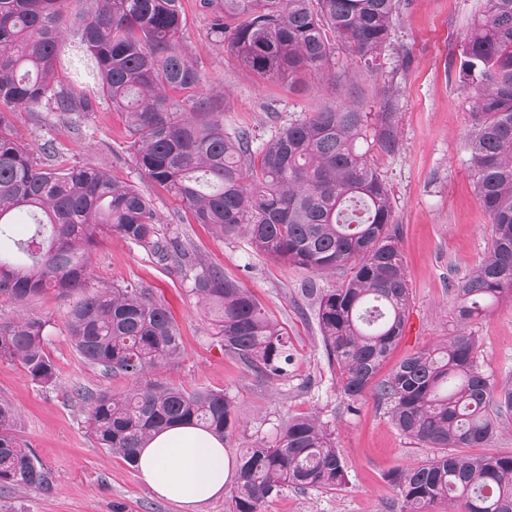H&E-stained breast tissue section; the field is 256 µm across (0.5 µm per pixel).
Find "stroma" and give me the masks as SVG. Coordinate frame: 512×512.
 <instances>
[{"mask_svg": "<svg viewBox=\"0 0 512 512\" xmlns=\"http://www.w3.org/2000/svg\"><path fill=\"white\" fill-rule=\"evenodd\" d=\"M182 5V46L201 74L202 96L219 102L225 118L249 128L257 140L269 139L277 128L323 105L341 103L351 86L366 111H377L385 86H392L402 146L394 155L376 157L375 163L402 228L399 245L411 305L405 334L387 365L395 367L414 351L448 338L456 328L448 282L469 273L492 244L491 223L477 202L465 145L472 115L456 79L462 39L482 0H412L397 28L408 56L386 53L371 72L347 47L337 46L338 80L332 87L314 75L293 87L259 78L225 54L223 41L212 32L211 9L200 0H182ZM65 39L55 67L58 82L77 92L92 90L96 74L76 29H68ZM14 124L30 148L55 140L67 162L102 168L142 189L162 227L178 230L190 250L249 288L285 327L294 354L288 375L265 380L225 354L204 307L175 269L116 237L103 239L91 256V287L140 283L168 302L182 336V353L174 363L152 369L148 378L228 395L240 411L224 441L230 460L256 440H273L278 424L289 417L315 413L329 423L347 466V485L337 491L288 488L261 512H390L395 491L387 473L415 465L431 451L401 435L373 394L363 397L357 412L345 410L338 372L328 363L311 305L301 293L307 273L267 259L245 238H223L206 225L191 223L180 204L136 167L125 117L111 104L100 102L80 118L76 131L48 102L17 112ZM77 299L74 293L62 297L53 292L21 303L0 298L2 319H49L45 349L57 370L55 384L41 387L26 378L19 364L0 361V399L15 408L17 435L49 478L43 489L0 488V512H185L157 497L140 481L137 469L99 448L72 407L68 396L75 388L119 393L131 386L125 376L104 375L76 352L65 318ZM470 329L479 340L483 371L497 379L512 373V303L494 307Z\"/></svg>", "mask_w": 512, "mask_h": 512, "instance_id": "35a3bbf8", "label": "stroma"}]
</instances>
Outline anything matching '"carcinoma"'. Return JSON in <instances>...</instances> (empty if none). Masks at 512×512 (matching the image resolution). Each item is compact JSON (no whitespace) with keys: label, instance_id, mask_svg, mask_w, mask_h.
Here are the masks:
<instances>
[{"label":"carcinoma","instance_id":"1","mask_svg":"<svg viewBox=\"0 0 512 512\" xmlns=\"http://www.w3.org/2000/svg\"><path fill=\"white\" fill-rule=\"evenodd\" d=\"M410 0H224L213 33L243 68L295 85L313 73L336 85V44L366 69L395 46ZM77 26L97 84L93 95L55 86L67 23ZM181 0H0V297L23 301L49 290L86 287L100 238L117 236L158 262L191 272L190 292L213 314L224 352L265 379L288 375L287 333L256 297L224 271L191 254L177 231L158 227L151 200L107 171L68 164L52 140L43 160L18 141L13 118L43 100L65 120L104 99L125 113L136 167L223 236L307 272L343 270L333 288L310 279L303 295L329 363L340 372L350 412L365 390L386 405L394 427L432 456L388 474L393 512H512V454L471 456L512 417V376L497 381L479 362L476 336L463 330L512 299V0H485L464 37L457 71L474 116L469 164L492 245L466 276L448 282L462 329L419 350L378 380L405 333L410 288L401 228L372 154L401 146L394 95L379 111L353 99L325 106L258 144L224 124L220 107L200 98L201 76L182 50ZM26 224L17 237L13 225ZM49 321L0 319V361L19 364L42 387L55 382L45 351ZM66 329L77 352L130 389L76 388L69 395L99 447L136 463L158 432L198 426L223 440L239 419L223 392H188L145 375L177 360L182 336L167 303L139 284L114 285L71 308ZM17 413L0 400V487L48 484L46 471L16 436ZM348 482L332 433L313 415L284 420L272 442L258 440L237 459L232 512H261L285 488L336 490Z\"/></svg>","mask_w":512,"mask_h":512}]
</instances>
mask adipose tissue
I'll return each instance as SVG.
<instances>
[{"mask_svg":"<svg viewBox=\"0 0 512 512\" xmlns=\"http://www.w3.org/2000/svg\"><path fill=\"white\" fill-rule=\"evenodd\" d=\"M139 476L158 497L188 512L224 493L231 461L223 442L201 428L173 427L141 448Z\"/></svg>","mask_w":512,"mask_h":512,"instance_id":"obj_1","label":"adipose tissue"}]
</instances>
